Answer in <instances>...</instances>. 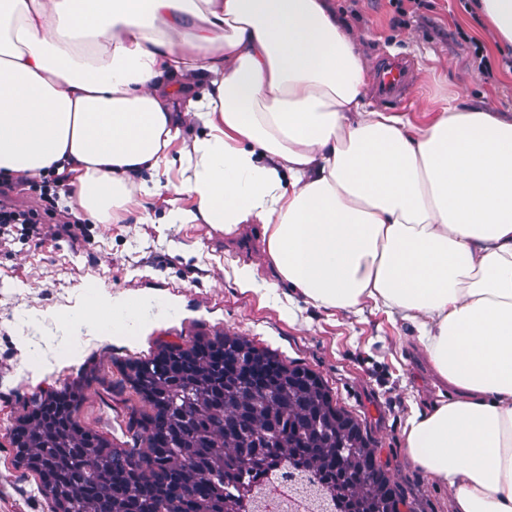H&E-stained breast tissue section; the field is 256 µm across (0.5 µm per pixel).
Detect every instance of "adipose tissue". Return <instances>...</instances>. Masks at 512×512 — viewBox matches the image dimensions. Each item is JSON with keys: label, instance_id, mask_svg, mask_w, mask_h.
I'll use <instances>...</instances> for the list:
<instances>
[{"label": "adipose tissue", "instance_id": "ef3b65f1", "mask_svg": "<svg viewBox=\"0 0 512 512\" xmlns=\"http://www.w3.org/2000/svg\"><path fill=\"white\" fill-rule=\"evenodd\" d=\"M370 81L329 0H0V176L54 171L99 224L161 196L167 224L261 225L305 303L411 323L456 397L408 417L409 458L454 512H512V116L417 123ZM108 307L67 322L155 316Z\"/></svg>", "mask_w": 512, "mask_h": 512}]
</instances>
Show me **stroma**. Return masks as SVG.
Masks as SVG:
<instances>
[{"instance_id": "obj_1", "label": "stroma", "mask_w": 512, "mask_h": 512, "mask_svg": "<svg viewBox=\"0 0 512 512\" xmlns=\"http://www.w3.org/2000/svg\"><path fill=\"white\" fill-rule=\"evenodd\" d=\"M333 4L369 70L389 57L415 64L409 98L381 99L378 107L410 111L423 123L456 97L512 114V69L493 32L468 11V0ZM164 207L157 198L135 208L133 221L87 225L77 249L65 236L41 239L17 230L0 241V512H50L37 478L16 462L9 443L13 421L33 393L63 388L95 368L99 379L83 389L80 419L122 444L123 407L109 399L103 380H120L127 359L149 356L159 342L217 331L252 339L319 373L340 405L363 421L409 512H452L451 490L414 465L404 448L411 410L449 391L433 377L411 326L380 311L354 316L292 303L284 285L268 295L274 276L260 225L227 237L204 224L163 223ZM242 265L253 267L254 289L238 286L234 270ZM118 294L156 297L166 316L131 344L85 328L63 331L69 311L89 297Z\"/></svg>"}]
</instances>
